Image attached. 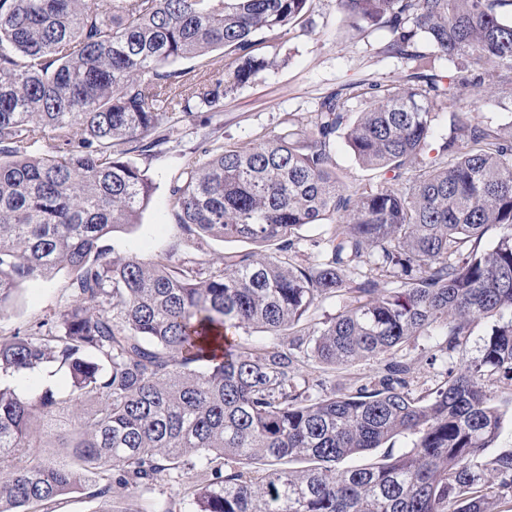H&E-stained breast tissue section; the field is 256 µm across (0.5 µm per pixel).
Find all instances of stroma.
I'll return each mask as SVG.
<instances>
[{"label":"stroma","mask_w":512,"mask_h":512,"mask_svg":"<svg viewBox=\"0 0 512 512\" xmlns=\"http://www.w3.org/2000/svg\"><path fill=\"white\" fill-rule=\"evenodd\" d=\"M310 19V24L300 23L266 36V44L274 46L280 59L277 67L259 72L251 83L225 98L219 110L200 108L167 115L159 131L168 136V143L149 156L137 151L130 153V160L146 169L153 191L137 225L107 236L105 245L110 255L135 253L147 260L172 255L217 267L231 253L253 249L270 253V246L264 244L256 246L228 238L212 239L202 246L195 238L182 234L174 218L170 186L189 164L202 160L204 136L248 150L270 135L282 132L286 118L308 122L320 97L336 91L347 93L348 107L357 113L368 107L369 98L359 93L356 82L371 77L392 84L403 80L408 73L409 66L404 60L384 52L390 38L388 31L383 28L356 31L338 0H316ZM460 118L496 130L503 137L512 136V90L461 89L447 108L437 112L435 136H448ZM70 279V273L62 270L20 284L6 311L0 313V336L25 331L36 320L62 309L68 300ZM494 323L491 317L475 320L464 344L449 354L441 351L443 338L435 328L429 335L411 342L403 355L412 364L409 377L412 394L434 391L443 385L446 374L457 373L476 360ZM380 368V362L375 360L336 370L307 362L301 373L310 382L322 384L325 391L340 394L373 381ZM486 388L502 413L501 432L484 455L489 461L512 453V384L493 376L487 378Z\"/></svg>","instance_id":"obj_1"}]
</instances>
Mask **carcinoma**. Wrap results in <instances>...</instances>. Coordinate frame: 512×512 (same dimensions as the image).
<instances>
[{
    "mask_svg": "<svg viewBox=\"0 0 512 512\" xmlns=\"http://www.w3.org/2000/svg\"><path fill=\"white\" fill-rule=\"evenodd\" d=\"M339 5L355 29H386L411 73L358 83L372 102L354 120L338 92L309 133L290 118L250 151L205 150L171 187L176 223L201 245L276 241L279 254L203 269L109 256L105 238L138 223L152 191L127 154L166 142L167 113L218 108L275 66L256 36L314 0H0V310L23 282L72 275L62 310L0 336V512H56L75 491L95 512H156L127 491L191 472L195 512H500L512 454L483 461L502 427L485 378L512 382V140L478 123L431 140L458 88L512 85V0ZM421 43L476 76L420 72ZM188 57L199 69L176 67ZM45 131L51 150L29 154ZM339 138L376 188L338 179ZM323 222L305 264L298 231ZM328 298L336 314L304 325ZM505 313L479 359L412 395L405 345L439 325L453 352L473 321ZM251 328L272 337L259 351L240 338ZM371 359L385 360L378 379L353 393L318 394L300 372ZM61 372L65 396L4 382ZM401 433L410 450L338 467Z\"/></svg>",
    "mask_w": 512,
    "mask_h": 512,
    "instance_id": "cac0c4a2",
    "label": "carcinoma"
}]
</instances>
